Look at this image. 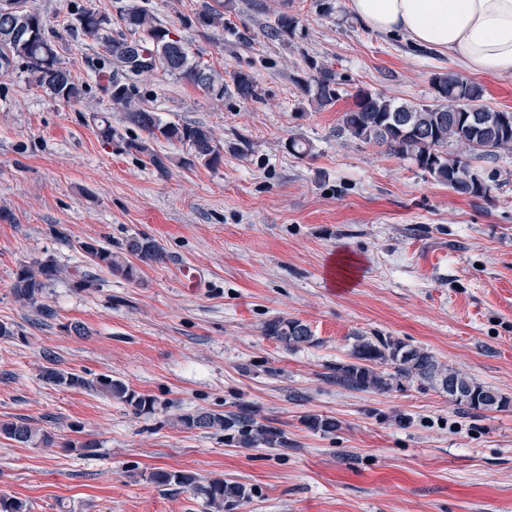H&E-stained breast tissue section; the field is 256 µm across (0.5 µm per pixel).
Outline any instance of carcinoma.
<instances>
[{"label": "carcinoma", "mask_w": 512, "mask_h": 512, "mask_svg": "<svg viewBox=\"0 0 512 512\" xmlns=\"http://www.w3.org/2000/svg\"><path fill=\"white\" fill-rule=\"evenodd\" d=\"M11 16L0 18V72L21 70L28 83L65 103H79L90 92V86L74 76L64 66L60 48L63 35L75 41L91 42L98 49L95 76L101 97L110 108L124 113L125 127L112 125L107 111L91 112L97 134L106 145H114L124 153L146 155L155 170L169 171L171 157L154 152L149 142L160 139L180 144L187 150L181 164L196 163L218 167L224 157V147L217 143L211 129L193 123L165 122L158 113L142 101L137 77L159 69L201 89L208 97L224 100V96L244 101L260 100L254 76L234 70L229 81L201 65L190 55L187 44L171 36L170 29L157 24L145 9L130 5L120 14L122 29L112 30V18L98 12L88 0H71L69 17L58 30L29 5V0H15ZM194 23L202 29L224 24V0L207 4L195 14ZM302 30L299 18L288 12L277 15L267 36L288 41ZM311 74L299 77L295 83L303 98L319 109L332 106L341 97L336 72L315 60L308 62ZM435 95L431 104L397 103L384 94L359 87L353 94V107L344 112L336 127V138L354 139L386 149L389 154L407 158L433 179L448 186L454 193L487 198L497 171H487L476 161H494L512 153V111L495 110L485 103L482 85L455 73H436L431 78ZM144 136H132L131 128ZM455 151H448L449 146ZM87 259L86 269L73 272L60 267L48 256L24 266L16 273L14 297L32 306L47 322L56 318V311L42 302L46 289L62 278L77 277L79 282L93 285L94 271L106 270L126 280L136 277L137 269L130 262L135 257L142 262L163 260V252L150 237H131L116 253L96 242L80 245ZM263 334L293 349L315 342L309 326L302 321L277 315L265 322ZM350 361L331 368L329 378L336 385L351 391L387 393L414 379L439 386L454 402L475 411L501 410L512 402L495 390L484 386L466 374L445 367L432 354L389 336H354ZM41 378L65 389L87 390L106 394L126 405L136 415L155 411V398L139 394L123 381L110 375L86 377L82 374L46 367ZM184 430L205 433L222 432L228 441L241 448H286L285 433L258 422L255 411L240 404L234 411L187 412L177 417ZM306 425L315 431L331 433L339 427L334 417L309 415ZM0 437L28 446L50 448L54 435L34 427L25 418L0 420ZM147 479L164 490L188 492L214 512H229L249 496L243 483L222 477L201 479L188 470H158Z\"/></svg>", "instance_id": "obj_1"}]
</instances>
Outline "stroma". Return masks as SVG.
<instances>
[{"instance_id":"obj_1","label":"stroma","mask_w":512,"mask_h":512,"mask_svg":"<svg viewBox=\"0 0 512 512\" xmlns=\"http://www.w3.org/2000/svg\"><path fill=\"white\" fill-rule=\"evenodd\" d=\"M138 2L196 59L250 72L261 100L216 102L159 71L139 78L163 121L203 124L224 145L211 169L154 142L173 160L161 174L102 143L89 120L106 106L100 95L65 104L23 73L0 74V322L15 328L0 339V419H29L57 441L0 439V494L30 512H202L190 493L145 479L185 469L248 486L233 512H512V404L476 412L424 381L380 394L325 378L354 335L389 336L512 401V157L497 161L490 198H466L410 161L336 138L356 88L431 102L432 74L453 69L447 54L372 30L349 0H331L328 17L315 0H226L223 26L209 30L181 23L205 0ZM283 11L303 33L270 40ZM312 59L341 84L322 110L294 83ZM294 135L310 141L308 156L288 153ZM133 236L154 239L163 260L137 263L130 281L56 283L44 295L52 323L12 295L23 266L51 256L72 269L81 243L117 251ZM185 266L197 288L182 287ZM276 315L307 324L314 344L287 350L263 336ZM50 365L111 375L153 395L156 410L138 416L107 395L45 384ZM242 402L285 432L287 448H240L176 423ZM308 414L340 426L313 431ZM84 439L98 441L96 456L67 449Z\"/></svg>"}]
</instances>
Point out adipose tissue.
I'll use <instances>...</instances> for the list:
<instances>
[{
    "label": "adipose tissue",
    "mask_w": 512,
    "mask_h": 512,
    "mask_svg": "<svg viewBox=\"0 0 512 512\" xmlns=\"http://www.w3.org/2000/svg\"><path fill=\"white\" fill-rule=\"evenodd\" d=\"M373 30L447 52L460 71L512 77V0H349Z\"/></svg>",
    "instance_id": "1"
}]
</instances>
